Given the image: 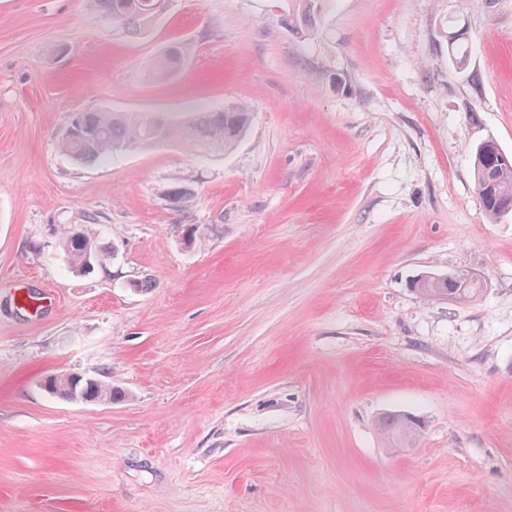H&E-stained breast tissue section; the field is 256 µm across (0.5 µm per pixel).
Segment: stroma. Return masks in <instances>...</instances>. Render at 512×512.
<instances>
[{"mask_svg":"<svg viewBox=\"0 0 512 512\" xmlns=\"http://www.w3.org/2000/svg\"><path fill=\"white\" fill-rule=\"evenodd\" d=\"M289 8L174 0L133 40L88 0H0V512H512V215L471 176L483 141L512 155V0H327L305 37ZM176 39L188 68L150 80ZM228 100L253 121L227 157L57 149L78 112ZM89 222L110 258L80 275L62 230ZM459 269L470 302L412 287ZM64 373L126 397L47 396ZM377 426L387 443L395 447H409L423 432V421L410 413H385Z\"/></svg>","mask_w":512,"mask_h":512,"instance_id":"stroma-1","label":"stroma"}]
</instances>
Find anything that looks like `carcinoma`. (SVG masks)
Segmentation results:
<instances>
[{"instance_id":"obj_1","label":"carcinoma","mask_w":512,"mask_h":512,"mask_svg":"<svg viewBox=\"0 0 512 512\" xmlns=\"http://www.w3.org/2000/svg\"><path fill=\"white\" fill-rule=\"evenodd\" d=\"M98 12L112 26L132 35H147L164 19L167 0H91ZM328 0H291L288 28L295 34L312 26ZM466 32L459 28L451 32L448 41L449 56L462 65L468 50ZM188 58L179 42L164 52L161 59L151 64L158 75L179 76L186 68ZM251 122V109L242 101H228L220 109L204 111L189 121H174L149 112L89 111L74 115L70 131L61 135L59 150L77 164L103 161L109 156L127 150L155 146L172 140L184 144L197 153L232 151L245 137ZM500 149L489 140L475 149L472 174L474 188L487 217L495 222L504 216V204L512 201V168L499 161ZM174 207H185L192 200L191 190L175 186L168 192ZM64 249L76 272L107 260L106 248L95 241L90 227H70L63 237ZM458 283L419 278L414 288L430 300L453 298L462 303L475 298L483 288L480 278L467 270L457 273ZM42 389L51 396L72 400L76 397L87 403L112 402L125 393L109 383L92 377L74 379L70 374L51 377L42 383ZM378 429L387 443L395 447H409L423 432V421L410 414L390 412L378 421Z\"/></svg>"}]
</instances>
